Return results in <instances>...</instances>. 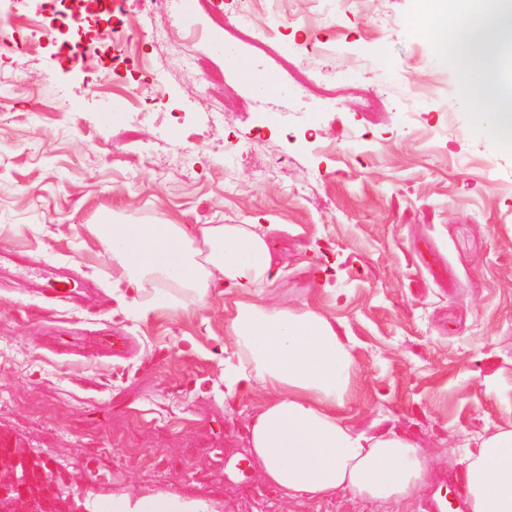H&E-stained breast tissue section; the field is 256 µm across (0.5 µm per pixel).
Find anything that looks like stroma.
Listing matches in <instances>:
<instances>
[{"label":"stroma","mask_w":512,"mask_h":512,"mask_svg":"<svg viewBox=\"0 0 512 512\" xmlns=\"http://www.w3.org/2000/svg\"><path fill=\"white\" fill-rule=\"evenodd\" d=\"M214 39L141 16V53L164 98L195 118L184 166L165 160L182 129L104 116L79 69L77 38L0 61V437L24 442L102 502L165 499L183 512H370L345 495L290 503L246 457L249 398H224L216 354L224 300L185 306L170 285L124 298L93 224H275L280 279L268 302L331 317L358 365L349 415L393 422L425 445L464 448L512 425V150L489 143L464 74L427 32L421 0H370L311 22L328 54L253 47L218 0ZM68 109L54 111L57 101ZM248 134L257 110L291 111L289 139L258 144L257 171L224 183L214 112ZM445 121L435 137L430 123ZM288 154L282 177L264 176ZM326 267L319 288L311 265ZM77 282V292L47 282ZM165 297L163 310L149 300ZM130 337L124 357L84 343Z\"/></svg>","instance_id":"obj_1"}]
</instances>
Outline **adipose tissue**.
<instances>
[{
    "instance_id": "1",
    "label": "adipose tissue",
    "mask_w": 512,
    "mask_h": 512,
    "mask_svg": "<svg viewBox=\"0 0 512 512\" xmlns=\"http://www.w3.org/2000/svg\"><path fill=\"white\" fill-rule=\"evenodd\" d=\"M429 29L452 50L479 88L463 93L476 112L492 114L486 136L512 145V97L496 83V64L512 46V8L489 11L468 0L451 12L431 0ZM112 254V273L132 297L156 275L195 307L231 299L218 358L224 396H252L248 454L262 481L291 501L349 494L377 512L406 507L426 485L433 451L395 427L351 423L358 374L353 347L328 316L303 307H272L263 293L282 270L258 224H96ZM466 512H512V428L480 436L464 449Z\"/></svg>"
}]
</instances>
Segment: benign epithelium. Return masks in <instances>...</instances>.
Here are the masks:
<instances>
[{
    "label": "benign epithelium",
    "instance_id": "7a95c632",
    "mask_svg": "<svg viewBox=\"0 0 512 512\" xmlns=\"http://www.w3.org/2000/svg\"><path fill=\"white\" fill-rule=\"evenodd\" d=\"M0 512H90L72 488L61 489L51 462L19 442L0 441Z\"/></svg>",
    "mask_w": 512,
    "mask_h": 512
}]
</instances>
